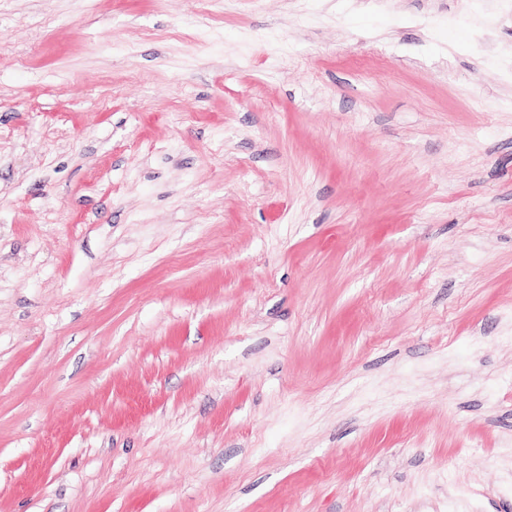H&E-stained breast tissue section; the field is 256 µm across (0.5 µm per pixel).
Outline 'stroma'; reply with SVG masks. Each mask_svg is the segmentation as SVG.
Listing matches in <instances>:
<instances>
[{
    "label": "stroma",
    "instance_id": "35a3bbf8",
    "mask_svg": "<svg viewBox=\"0 0 512 512\" xmlns=\"http://www.w3.org/2000/svg\"><path fill=\"white\" fill-rule=\"evenodd\" d=\"M0 512H512V0H0Z\"/></svg>",
    "mask_w": 512,
    "mask_h": 512
}]
</instances>
